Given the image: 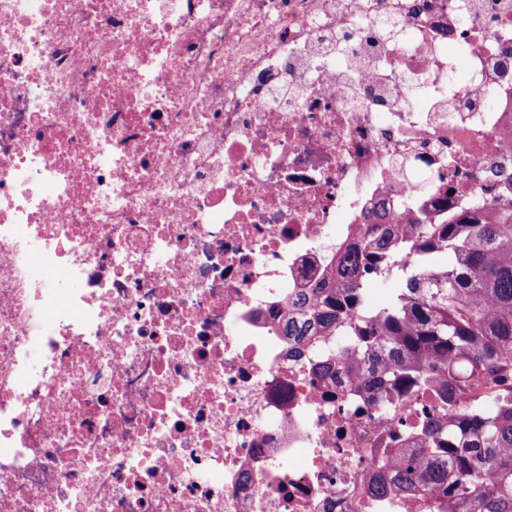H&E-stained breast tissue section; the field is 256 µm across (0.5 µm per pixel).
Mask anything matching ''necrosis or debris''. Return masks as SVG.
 <instances>
[{
  "label": "necrosis or debris",
  "instance_id": "necrosis-or-debris-1",
  "mask_svg": "<svg viewBox=\"0 0 512 512\" xmlns=\"http://www.w3.org/2000/svg\"><path fill=\"white\" fill-rule=\"evenodd\" d=\"M459 2L0 0V512H446L364 487L429 399L277 322L512 160V0Z\"/></svg>",
  "mask_w": 512,
  "mask_h": 512
}]
</instances>
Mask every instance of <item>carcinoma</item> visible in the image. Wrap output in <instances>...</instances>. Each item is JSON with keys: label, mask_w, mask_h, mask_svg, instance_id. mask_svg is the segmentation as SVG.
<instances>
[{"label": "carcinoma", "mask_w": 512, "mask_h": 512, "mask_svg": "<svg viewBox=\"0 0 512 512\" xmlns=\"http://www.w3.org/2000/svg\"><path fill=\"white\" fill-rule=\"evenodd\" d=\"M490 209L459 205L433 224L389 223L377 205L359 243L339 256L334 278L295 293L282 334L301 344L343 336L358 347L341 367L379 399L430 395L444 408L464 394L490 397L452 419L425 417L422 448H401L386 472L366 483L375 495L433 491L459 512H512V199L489 197ZM448 254V263L431 261ZM401 287L376 307L368 285L394 273Z\"/></svg>", "instance_id": "1"}]
</instances>
